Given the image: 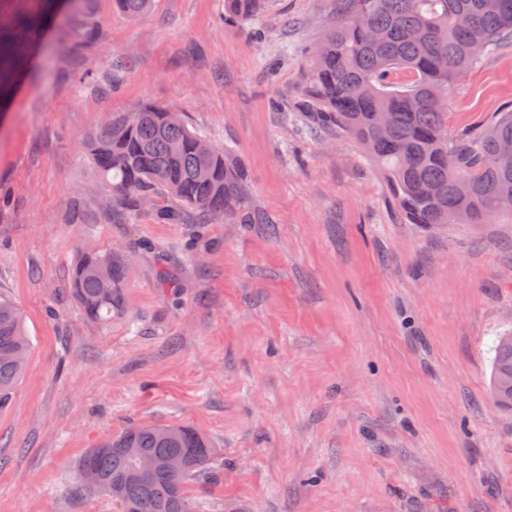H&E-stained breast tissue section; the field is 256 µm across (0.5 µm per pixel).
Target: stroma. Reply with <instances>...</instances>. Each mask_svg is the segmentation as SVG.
Wrapping results in <instances>:
<instances>
[{"instance_id":"stroma-1","label":"stroma","mask_w":512,"mask_h":512,"mask_svg":"<svg viewBox=\"0 0 512 512\" xmlns=\"http://www.w3.org/2000/svg\"><path fill=\"white\" fill-rule=\"evenodd\" d=\"M335 0H112L59 17L0 117V297L29 367L0 414V512H120L76 464L133 423L217 451L198 512H512V412L488 383L512 330V213L407 224L352 138L292 109ZM154 103L245 166L252 224L126 222L87 145ZM512 108V45L448 91V132ZM82 246L126 260L125 312L85 320ZM154 5V0H113V6L124 18H141L148 14ZM266 0H225L224 9L240 21H251L260 14Z\"/></svg>"}]
</instances>
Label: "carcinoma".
<instances>
[{
    "label": "carcinoma",
    "instance_id": "carcinoma-1",
    "mask_svg": "<svg viewBox=\"0 0 512 512\" xmlns=\"http://www.w3.org/2000/svg\"><path fill=\"white\" fill-rule=\"evenodd\" d=\"M338 16L316 46L300 109L321 125L354 138L385 179L398 212L410 224H446L456 211L462 224L485 222L488 213L512 212V159L489 162L512 145V111L497 113L480 131L448 135L447 90L483 55L512 42V0H336ZM57 0H44L33 16L0 21V107L6 108L44 32ZM154 0H113L124 18L148 14ZM265 0H224L240 21L260 14ZM458 15L470 18L456 27ZM115 131L87 145L100 184L138 211L144 197H166L177 206L156 211L166 224L250 220V193L243 167L229 150L204 156L206 136L180 113L147 103L112 115ZM177 150H172V146ZM204 167L208 174L197 175ZM469 183L461 195L458 183ZM125 260L110 251L83 250L70 280L85 318L106 325L124 309ZM31 351L21 310L0 298V412L9 410ZM490 396L512 410V333L499 337L491 367ZM211 442L184 424H136L94 447L78 461L88 495H105L123 512H195L188 485L209 470ZM141 456L154 470L138 467ZM182 457L178 473L168 460Z\"/></svg>",
    "mask_w": 512,
    "mask_h": 512
}]
</instances>
